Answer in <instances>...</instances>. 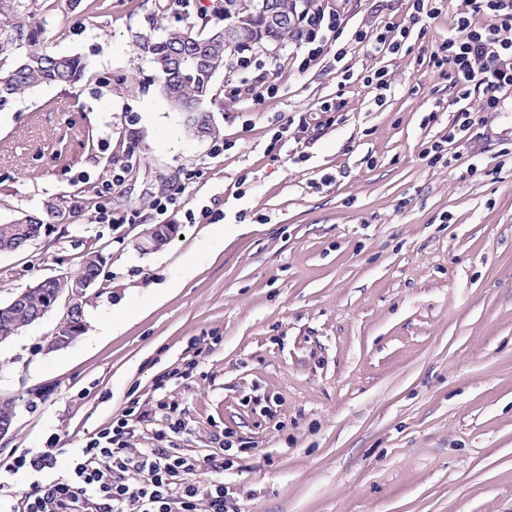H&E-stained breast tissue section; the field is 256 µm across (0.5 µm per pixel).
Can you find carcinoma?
<instances>
[{"label":"carcinoma","mask_w":512,"mask_h":512,"mask_svg":"<svg viewBox=\"0 0 512 512\" xmlns=\"http://www.w3.org/2000/svg\"><path fill=\"white\" fill-rule=\"evenodd\" d=\"M261 0H224V24L247 20L246 42L257 50L261 37L270 31L263 15L257 13ZM207 20H202L196 31L171 28L160 40L141 37L136 40L139 54L146 58L158 76L159 91L168 106L176 112H193L199 123H204L209 110L207 103H215L212 84L215 75L224 72V40L215 32L206 31ZM21 40L24 53L10 63L0 61V110L6 109L19 96L43 84L70 86L90 72L91 64L76 55L51 50L47 45L45 28L29 21L26 0H0V54L15 48ZM63 224L64 210L51 208L47 217L20 211L8 223L0 224V247L21 249L16 234L19 224H27L31 232L41 233L47 220ZM103 256L89 251L82 256L78 267L60 275L53 290L67 295L74 278L81 275L100 276ZM28 310L21 317L0 311V342H4L28 324L32 314L47 311L48 304L38 289L26 296Z\"/></svg>","instance_id":"cac0c4a2"}]
</instances>
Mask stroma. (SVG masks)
<instances>
[{"label":"stroma","mask_w":512,"mask_h":512,"mask_svg":"<svg viewBox=\"0 0 512 512\" xmlns=\"http://www.w3.org/2000/svg\"><path fill=\"white\" fill-rule=\"evenodd\" d=\"M412 4L329 7L350 34L403 22ZM462 5L424 18L407 53L355 44L343 63L302 71L290 42L242 62L216 76L219 133L200 140L134 41L202 14L223 26L215 0L187 14L158 0H31L52 49L93 75L0 111V224L56 205L67 216L0 253V303L87 250L104 263L76 341L50 346L59 304L0 343V394L17 400L0 481L29 491L33 475L8 473L12 459L83 446L133 398L149 418L129 446L155 447L164 399L182 409L183 448L221 454L233 431L223 480L237 512H512V111L489 114L462 159L423 157L458 96L429 56ZM379 68L391 83L381 106L364 81ZM260 75L278 94L244 104L238 89ZM325 100L341 121L328 123ZM284 115L296 121L283 143ZM129 150L138 163L102 197ZM165 198L175 204L161 215ZM169 222L167 246L137 249ZM218 223L220 248H200Z\"/></svg>","instance_id":"obj_1"}]
</instances>
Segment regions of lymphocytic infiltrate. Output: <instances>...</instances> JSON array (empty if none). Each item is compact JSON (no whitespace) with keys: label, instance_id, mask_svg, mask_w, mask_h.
<instances>
[{"label":"lymphocytic infiltrate","instance_id":"lymphocytic-infiltrate-1","mask_svg":"<svg viewBox=\"0 0 512 512\" xmlns=\"http://www.w3.org/2000/svg\"><path fill=\"white\" fill-rule=\"evenodd\" d=\"M445 0H414L408 21L385 23L375 33L354 32L344 42L337 12H312L305 22L306 51L301 69L317 63L325 47L343 61L350 43L371 55L396 54L408 42L424 16L439 14ZM483 24H476V17ZM430 67L459 87L461 98L478 96V110L457 108L444 141L434 142L424 155L431 163L443 158L445 144L465 145L485 115L498 111L512 97V0H464L455 30L429 56ZM167 421L159 447L132 450L127 445L131 422L140 420L138 400H130L111 424L96 432L68 459L59 452L24 451L9 464V472L27 470L42 475L35 491L18 498L12 486L0 482V512H229L230 497L223 482L200 486L203 472H220L224 460L192 456L168 441L183 424L177 405L160 403Z\"/></svg>","mask_w":512,"mask_h":512}]
</instances>
